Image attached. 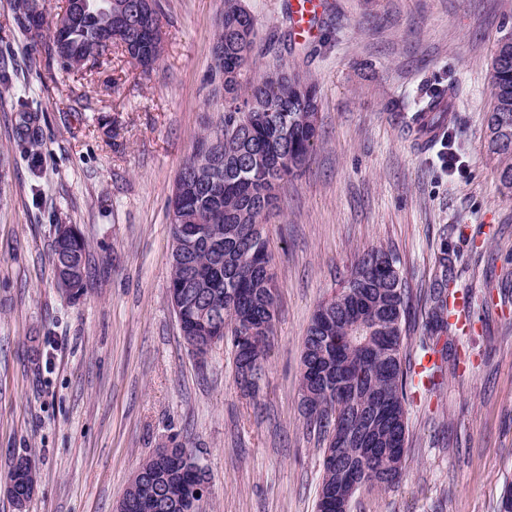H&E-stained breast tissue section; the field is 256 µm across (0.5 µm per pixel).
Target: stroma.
Wrapping results in <instances>:
<instances>
[{
  "label": "stroma",
  "instance_id": "stroma-1",
  "mask_svg": "<svg viewBox=\"0 0 512 512\" xmlns=\"http://www.w3.org/2000/svg\"><path fill=\"white\" fill-rule=\"evenodd\" d=\"M257 20L259 76L283 63L318 89L320 135L265 218L277 284L274 343L256 397L230 344L198 363L168 287L172 188L224 94L212 44L224 0H161L165 51L150 73L120 49L79 77L34 47L0 0V481L30 456L26 512H114L139 464L189 448L209 473L199 512H317L323 443L300 411L310 319L363 250L398 258L413 294L407 356L422 359L424 297L442 249L467 294V356L406 404L403 480L361 488L350 512H499L512 482V195L488 147L492 61L512 0H325L307 40L287 0H243ZM456 86L458 161L418 144L407 118ZM30 87L39 171L16 133ZM86 238L79 299L56 284L52 243Z\"/></svg>",
  "mask_w": 512,
  "mask_h": 512
}]
</instances>
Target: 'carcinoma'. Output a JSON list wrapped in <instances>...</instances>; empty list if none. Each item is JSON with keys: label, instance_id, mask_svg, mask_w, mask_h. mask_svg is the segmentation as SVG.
<instances>
[{"label": "carcinoma", "instance_id": "cac0c4a2", "mask_svg": "<svg viewBox=\"0 0 512 512\" xmlns=\"http://www.w3.org/2000/svg\"><path fill=\"white\" fill-rule=\"evenodd\" d=\"M68 41L56 49L45 21L39 37L67 72L83 74L85 58L100 33L114 22L109 0H90L86 11L67 8L63 17ZM124 54L153 67L160 59L153 28L145 22L127 27L121 38ZM256 19L242 0H224V15L214 38L215 73L224 76V115L220 127L200 136L195 154L182 166L184 223L202 224L205 238L184 263H172L168 292L203 293L215 320L230 333L238 384L260 389L266 353L274 334L276 286L266 276L269 237L263 217L266 191L282 186L301 170L318 140L317 90L285 65L256 80L243 76L256 64ZM493 104L487 113L489 147L502 156V186L512 193V42L498 43L492 63ZM456 90L448 86L427 96L414 121L445 132L454 127ZM20 107L17 133L25 144L38 143L35 117ZM214 162L219 178L200 181L195 168ZM453 260L448 251L438 259L427 299L420 345L447 362L452 356L448 289ZM411 309L407 284L396 258L382 247L357 256L333 303L320 305L307 328L302 370L310 383L300 384L301 411L307 423L323 434V475L318 509L337 512L336 500H351L362 487H391L405 469L407 424L405 406L416 372L406 361V323ZM184 341L207 344L197 309L183 304ZM138 471L161 490L163 512H198L197 487L205 470L183 452L166 455L156 449Z\"/></svg>", "mask_w": 512, "mask_h": 512}]
</instances>
